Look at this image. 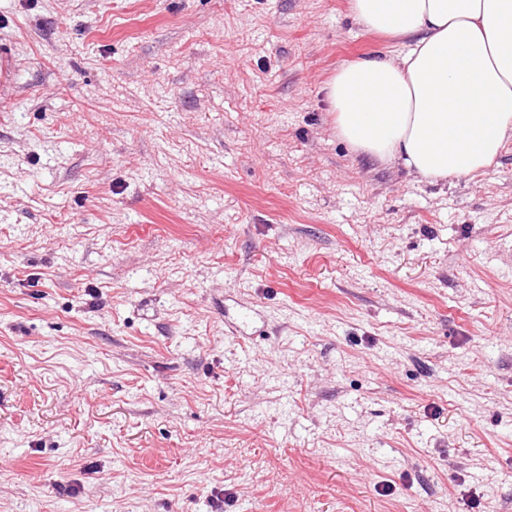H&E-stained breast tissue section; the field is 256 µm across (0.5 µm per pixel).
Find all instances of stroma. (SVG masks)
<instances>
[{
    "mask_svg": "<svg viewBox=\"0 0 512 512\" xmlns=\"http://www.w3.org/2000/svg\"><path fill=\"white\" fill-rule=\"evenodd\" d=\"M349 0H0V512H512V144L429 184L323 86Z\"/></svg>",
    "mask_w": 512,
    "mask_h": 512,
    "instance_id": "obj_1",
    "label": "stroma"
}]
</instances>
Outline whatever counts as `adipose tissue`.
<instances>
[{"label":"adipose tissue","mask_w":512,"mask_h":512,"mask_svg":"<svg viewBox=\"0 0 512 512\" xmlns=\"http://www.w3.org/2000/svg\"><path fill=\"white\" fill-rule=\"evenodd\" d=\"M350 10L404 46L325 84L351 151L431 183L495 163L512 143V0H350Z\"/></svg>","instance_id":"1"}]
</instances>
